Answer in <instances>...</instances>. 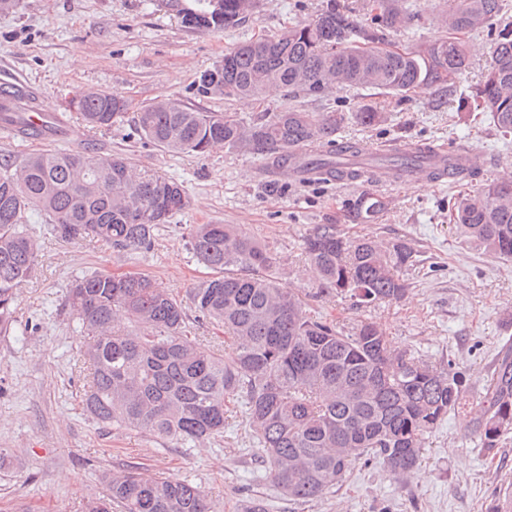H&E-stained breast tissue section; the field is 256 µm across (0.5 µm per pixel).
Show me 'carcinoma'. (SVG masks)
<instances>
[{
  "instance_id": "obj_1",
  "label": "carcinoma",
  "mask_w": 512,
  "mask_h": 512,
  "mask_svg": "<svg viewBox=\"0 0 512 512\" xmlns=\"http://www.w3.org/2000/svg\"><path fill=\"white\" fill-rule=\"evenodd\" d=\"M189 27L219 32L244 21L255 0H162ZM374 23H358L336 0L315 19L292 23L274 37H257L224 53L197 78L204 96L260 100L270 89L326 94L336 85L405 98L421 87L453 94L469 64L465 36L492 23L502 0H458L438 17L448 37L421 51L398 48L389 31L404 23L392 0H370ZM469 111L487 114L501 136L512 135V37L494 44L492 63L466 98ZM93 128L123 119L129 102L105 90L72 99ZM372 127L385 115L366 105L349 116ZM343 112L288 108L247 123L235 112H200L177 100L144 105L134 116L141 138L174 154H203L223 145L263 156L271 167L307 163L291 151L335 140ZM427 147L395 151L382 174L396 176ZM182 184L132 169L121 155L66 150L31 153L21 163L0 161V332L10 328L16 289L35 269L38 242L27 222L44 215L57 237L93 239L114 253L152 248L156 232L186 210ZM384 198L360 194L353 220L370 223ZM448 220L467 240L512 260V175L487 178L472 193L448 198ZM188 246L212 271L190 295L198 316L224 328L229 358L187 334L182 302L142 273L94 272L68 291L72 320L88 336L82 356L91 380L85 411L114 430L135 431L182 447L224 437L228 417L240 415L263 449L272 485L288 499L309 502L341 485L353 466L378 458L397 481L418 465L426 436L463 409L453 363L438 364L394 347L376 324L347 333L312 313L281 282L288 257L256 241L237 224H191ZM416 251L405 240L354 235L339 224H316L302 255L320 284L353 308L401 301L409 290L403 270ZM468 408V407H466ZM472 433L490 454L512 432V346L502 347L482 399L468 408ZM220 512L186 480L144 467L108 477V495L86 512Z\"/></svg>"
}]
</instances>
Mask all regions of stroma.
Masks as SVG:
<instances>
[{"label":"stroma","mask_w":512,"mask_h":512,"mask_svg":"<svg viewBox=\"0 0 512 512\" xmlns=\"http://www.w3.org/2000/svg\"><path fill=\"white\" fill-rule=\"evenodd\" d=\"M327 0H260L254 14L214 33L185 26L157 0H18L0 14V81H23L44 112L70 116L67 138L0 141V158L21 162L55 147L93 155L120 154L140 170L181 182L191 205L161 227L144 255H117L100 243L56 238L43 215L28 225L40 242L33 275L17 290V326L0 334V448L10 456L0 466V512H85L87 501L105 495L104 476L142 465L189 480L217 500L223 512H242L253 497L270 512H493L501 494L512 492V433L496 454H485L469 433L466 413L452 412L426 441L420 464L406 482L393 480L382 463H356L345 482L325 497L298 506L263 476L261 448L248 427L233 419L223 442L174 447L143 433L115 431L82 407L86 343L67 306L74 278L98 270L140 272L180 299L210 276L192 258L191 224H237L287 255L283 282L309 309L345 332L372 321L393 344L436 363L453 362L469 402L482 397L501 345L512 339V261L489 255L448 223V198L456 185L399 182L389 178L330 181L284 177L256 155L217 147L203 155L173 154L142 139L132 118L92 129L70 113V101L87 88L127 98L133 107L173 98L203 112H236L253 118L296 108L351 112L368 104L387 119L367 128L346 123L338 137L389 152L395 140L445 146L464 143L495 158L488 175L512 169V144L504 145L485 115L469 116L463 94L480 82L491 48L512 33V0L493 25L473 32L468 67L458 93L421 89L403 100L373 90L339 86L323 97L269 93L263 101L224 100L196 91L199 74L225 51L288 24L311 21ZM411 15L393 33L401 47L422 48L445 37L438 14L448 0H400ZM383 196L387 206L372 224L354 223L348 205L362 190ZM316 224H343L359 235L403 239L416 251L404 300L355 309L322 290L305 269L303 237Z\"/></svg>","instance_id":"stroma-1"}]
</instances>
